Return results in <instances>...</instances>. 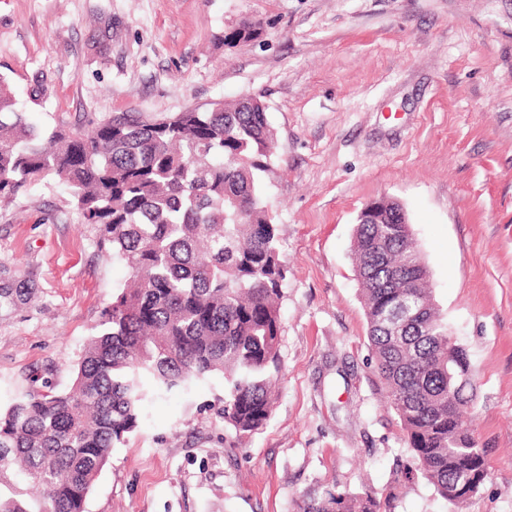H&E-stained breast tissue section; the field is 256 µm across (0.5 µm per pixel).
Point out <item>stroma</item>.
<instances>
[{"mask_svg":"<svg viewBox=\"0 0 512 512\" xmlns=\"http://www.w3.org/2000/svg\"><path fill=\"white\" fill-rule=\"evenodd\" d=\"M245 18L262 33L228 45ZM0 75L40 125L152 118L261 97L277 139L265 196L286 267L267 424L229 447L224 380L147 400L86 512H296L333 487L392 512H452L412 465L374 370L351 258L360 211L404 208L435 303L475 372L489 478L459 512H512V0H0ZM129 272L66 186L0 203V408L33 376L66 389Z\"/></svg>","mask_w":512,"mask_h":512,"instance_id":"obj_1","label":"stroma"}]
</instances>
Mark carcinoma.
I'll return each instance as SVG.
<instances>
[{"label": "carcinoma", "instance_id": "cac0c4a2", "mask_svg": "<svg viewBox=\"0 0 512 512\" xmlns=\"http://www.w3.org/2000/svg\"><path fill=\"white\" fill-rule=\"evenodd\" d=\"M243 19L224 36L251 40ZM276 135L254 96L159 119L97 117L91 128L28 122L0 76V199L54 179L70 191L98 243L126 265L100 330L63 391L26 390L0 409V512H85L113 449L126 445L147 398L224 378L222 415L235 439L270 419L281 370L285 268L263 174ZM353 255L368 340L416 468L453 508L479 493L486 449L462 420L475 378L448 344L430 275L402 207L366 205ZM0 288V309L23 300ZM408 306L396 315V302ZM298 512H391L367 492L306 494Z\"/></svg>", "mask_w": 512, "mask_h": 512}]
</instances>
